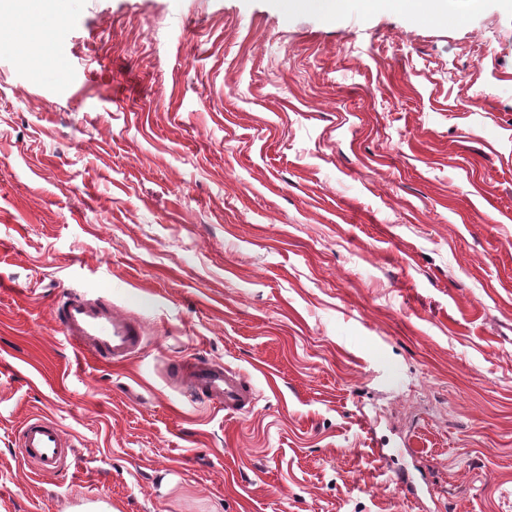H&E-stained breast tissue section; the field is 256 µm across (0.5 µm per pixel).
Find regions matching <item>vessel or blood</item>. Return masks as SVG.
I'll return each instance as SVG.
<instances>
[{
	"mask_svg": "<svg viewBox=\"0 0 512 512\" xmlns=\"http://www.w3.org/2000/svg\"><path fill=\"white\" fill-rule=\"evenodd\" d=\"M60 331L77 347L103 362L121 363L133 357L144 342L141 325L112 308L106 297L68 295L53 306ZM176 379L185 381L193 399H204L226 414L249 412L255 405V390L239 371L213 366L200 360L177 363ZM24 458L43 471L68 468L76 456L75 445L66 440L49 417L28 419L18 434Z\"/></svg>",
	"mask_w": 512,
	"mask_h": 512,
	"instance_id": "vessel-or-blood-1",
	"label": "vessel or blood"
}]
</instances>
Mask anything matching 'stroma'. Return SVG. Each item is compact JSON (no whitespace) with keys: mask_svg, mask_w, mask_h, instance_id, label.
I'll use <instances>...</instances> for the list:
<instances>
[{"mask_svg":"<svg viewBox=\"0 0 512 512\" xmlns=\"http://www.w3.org/2000/svg\"><path fill=\"white\" fill-rule=\"evenodd\" d=\"M54 40L0 46V512H512V0H67ZM73 291L142 350L75 348ZM361 2L367 13L414 9L419 15L432 21H439L448 14L447 0H361ZM53 316L64 336L103 362L132 358L145 339L141 325L112 310L108 297L67 295L54 304ZM175 367L172 377L186 382L193 400H207L224 408L227 415L247 413L255 406L253 385L235 369L209 365L201 360L175 362ZM24 458L43 471L67 469L75 459V444L66 440L58 424L47 416L28 419L18 434Z\"/></svg>","mask_w":512,"mask_h":512,"instance_id":"obj_1","label":"stroma"}]
</instances>
